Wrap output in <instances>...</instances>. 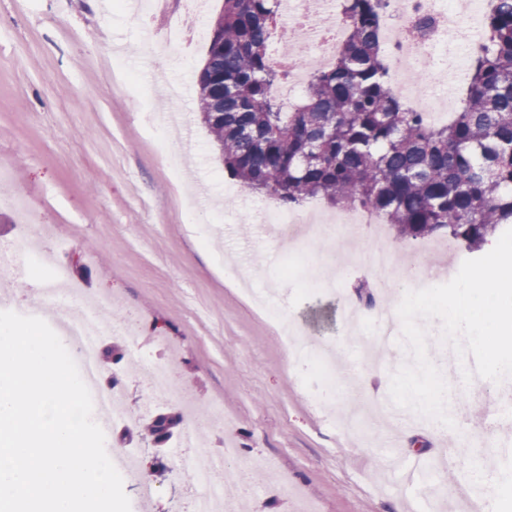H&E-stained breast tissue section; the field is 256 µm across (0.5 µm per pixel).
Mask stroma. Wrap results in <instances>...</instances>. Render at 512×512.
Segmentation results:
<instances>
[{
    "mask_svg": "<svg viewBox=\"0 0 512 512\" xmlns=\"http://www.w3.org/2000/svg\"><path fill=\"white\" fill-rule=\"evenodd\" d=\"M224 0H206L201 39L169 46L158 19L130 10L125 0H0V196H24L33 223L50 225L52 241L71 276L107 306L110 320L138 317L148 336H167L178 374L201 412L222 408L234 422L242 462L268 459L280 475L317 500L322 512H395L417 497L400 470L384 458L420 452L462 476L470 455L449 462L459 429H481L494 465L512 430V416L456 404L453 430L410 421L369 423L365 438L331 415L350 410L352 387L365 397L389 396L390 377L404 362L403 346H375L365 331L348 332L347 304L357 280L381 286L388 271L356 260V239H339L352 269L339 296L304 290L305 258H323L320 239L283 250L260 220L265 194L240 189L224 169L197 108V75ZM178 108L179 126L167 136L162 118ZM379 231L398 257H415L423 276L457 267L460 256L421 241ZM253 274L259 289L276 287L298 314L309 338L334 343L336 401L325 411L310 398L270 322L227 277ZM108 342L119 359L105 364L138 409L147 389L118 336ZM175 439L154 443L139 431H109L107 448L138 455L158 490L149 512H190L185 479L175 471Z\"/></svg>",
    "mask_w": 512,
    "mask_h": 512,
    "instance_id": "1",
    "label": "stroma"
}]
</instances>
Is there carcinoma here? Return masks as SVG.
<instances>
[{"label": "carcinoma", "instance_id": "obj_1", "mask_svg": "<svg viewBox=\"0 0 512 512\" xmlns=\"http://www.w3.org/2000/svg\"><path fill=\"white\" fill-rule=\"evenodd\" d=\"M278 2L224 0L199 75L198 112L232 177L290 207L368 208L402 238L446 235L470 253L512 229V0H488L464 96L442 124L391 90L378 45L390 0H343L335 62L284 105L268 52ZM179 423L157 415L154 441Z\"/></svg>", "mask_w": 512, "mask_h": 512}]
</instances>
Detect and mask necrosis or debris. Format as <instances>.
<instances>
[{
	"mask_svg": "<svg viewBox=\"0 0 512 512\" xmlns=\"http://www.w3.org/2000/svg\"><path fill=\"white\" fill-rule=\"evenodd\" d=\"M279 22L289 41L311 47L312 58L320 65H329L344 39L341 20V0H280ZM459 34L463 43L475 40V12L469 0H391L390 10L381 27V42L390 60L395 92L411 97L420 111L436 116L452 106V98L467 77L465 66L449 50L451 34ZM0 206L24 217L12 241L0 249V276L20 274L28 257L39 256L53 272L56 287L32 285L31 302L49 305L65 318V337L78 346L81 376L87 384L98 411L106 407L119 408L117 423L121 430H135L140 416L126 412L127 393L112 380L108 369L100 363V350L82 344L81 339L93 325H100L102 335L123 337L138 348L143 334L140 322L100 324L101 304L91 299L84 289L68 280V267L64 255L48 246L49 230L46 225L29 223L30 209L20 196L0 199ZM379 216L368 209L346 210L336 219L309 226L310 233L321 239L336 236L354 238L363 236L366 228L379 223ZM238 283L245 294L259 308L267 312L278 327L286 353L301 363L310 380V390L316 404L331 406V392L335 375L329 368L324 347L318 346L302 352L301 339L294 328L295 315L286 308H272L269 299L253 288L247 275H239ZM152 348L164 353L158 363L147 364L144 381L152 397L144 404L143 412L151 413L152 401L163 400L183 406L189 424L177 442L178 447L190 449L195 469L190 476V493L194 512H238L240 504L249 502L253 489L241 478L214 482L215 462L230 463L238 459L241 450L233 436V423L221 413L198 415L187 387L176 377L173 353L167 337L151 338ZM224 435L222 448L213 449L203 439L212 433Z\"/></svg>",
	"mask_w": 512,
	"mask_h": 512,
	"instance_id": "4bbe7bcc",
	"label": "necrosis or debris"
}]
</instances>
